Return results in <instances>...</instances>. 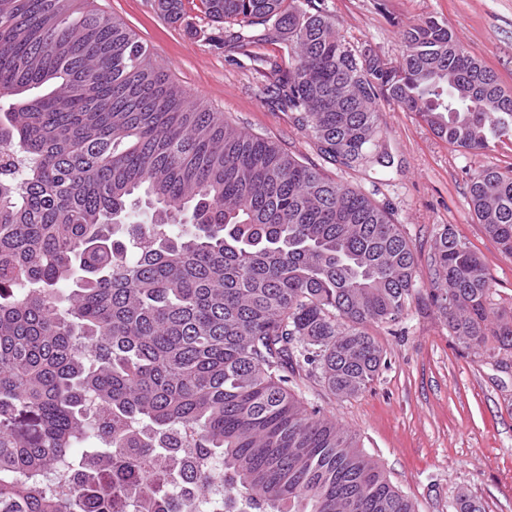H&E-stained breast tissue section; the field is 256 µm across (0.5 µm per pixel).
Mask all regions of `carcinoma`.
<instances>
[{"mask_svg":"<svg viewBox=\"0 0 512 512\" xmlns=\"http://www.w3.org/2000/svg\"><path fill=\"white\" fill-rule=\"evenodd\" d=\"M324 0H152L171 23L281 44L267 100L348 169L391 164L378 102L448 144L512 139V92L427 17L386 59L338 35ZM89 0H0V512H416L353 435L293 391L374 381L366 327L419 286L390 211L224 121ZM512 255V170L469 176ZM427 300L463 347L512 353V311L445 225ZM224 487L217 498L216 485Z\"/></svg>","mask_w":512,"mask_h":512,"instance_id":"obj_1","label":"carcinoma"}]
</instances>
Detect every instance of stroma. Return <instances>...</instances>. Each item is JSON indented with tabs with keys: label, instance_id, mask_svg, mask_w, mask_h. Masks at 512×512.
Returning <instances> with one entry per match:
<instances>
[{
	"label": "stroma",
	"instance_id": "1",
	"mask_svg": "<svg viewBox=\"0 0 512 512\" xmlns=\"http://www.w3.org/2000/svg\"><path fill=\"white\" fill-rule=\"evenodd\" d=\"M342 39L383 57L402 51L400 33L421 19L448 23L456 39L512 91V0H324ZM98 11L133 30L173 82L238 127L278 141L333 181L349 183L387 207L414 250L422 282L442 225L483 258L495 307L512 309V255L478 224L469 205V175L512 166V143L469 152L436 137L413 113L381 102L380 143L391 167L349 170L324 159L291 113L263 94L266 67L212 47L221 26L204 17L171 24L152 0H94ZM386 364L368 389L332 395L298 372L295 391L308 405L354 433L418 512H456L460 495L483 512H512V357L487 363L458 344L424 292L413 294L399 322L373 325Z\"/></svg>",
	"mask_w": 512,
	"mask_h": 512
}]
</instances>
